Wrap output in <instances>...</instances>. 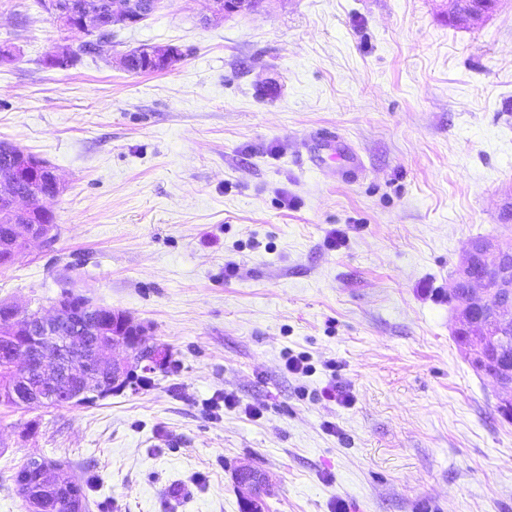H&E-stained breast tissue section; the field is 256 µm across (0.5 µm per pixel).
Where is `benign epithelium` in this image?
<instances>
[{
  "instance_id": "obj_1",
  "label": "benign epithelium",
  "mask_w": 512,
  "mask_h": 512,
  "mask_svg": "<svg viewBox=\"0 0 512 512\" xmlns=\"http://www.w3.org/2000/svg\"><path fill=\"white\" fill-rule=\"evenodd\" d=\"M214 18L253 12L260 0H209ZM501 0H448V20L474 27L483 23ZM165 7V0H112L95 9H73L59 0H42V10L66 31H80L93 37V48L100 47L96 35L103 29V16L134 26ZM139 54L161 66L177 58V50L159 51L141 48ZM9 167V181L23 188L17 195L0 194V212L13 219L14 238L22 247L32 240L47 241L52 227L28 220L35 204L58 196L59 179L53 180L55 192L34 190L35 174L45 169L42 160L16 148L3 149ZM448 299L455 303L454 335L462 338V348L473 369L490 379L496 387V408L501 415H512V237L475 239L469 243L448 288ZM54 313L20 311L9 303L0 304V314L9 318L8 325L16 336L28 337L22 352L10 351L14 372L28 389L30 402L45 400L59 388H65L69 404L85 401L87 395L109 396L128 388L134 369L144 368L158 355L157 344L149 342L140 326L127 318L121 331L105 339L93 334L88 324L71 327L64 315L75 309L91 312L95 306L82 296L66 294L57 299ZM57 342L60 352L44 350L42 341ZM245 492L244 512H261L254 496L256 482H270L259 469L243 465L233 472Z\"/></svg>"
}]
</instances>
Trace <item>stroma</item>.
Instances as JSON below:
<instances>
[{
	"mask_svg": "<svg viewBox=\"0 0 512 512\" xmlns=\"http://www.w3.org/2000/svg\"><path fill=\"white\" fill-rule=\"evenodd\" d=\"M209 7L171 0L89 55L0 0V141L63 185L0 302L84 296L175 364L92 404L0 405V512H28L34 454L84 482L85 512H242L243 463L270 476L265 512H512V421L448 299L472 239L512 236V0L468 28L445 0ZM143 45L181 57L116 63ZM210 12L213 18H223L224 15L253 12L260 0H209Z\"/></svg>",
	"mask_w": 512,
	"mask_h": 512,
	"instance_id": "1",
	"label": "stroma"
}]
</instances>
